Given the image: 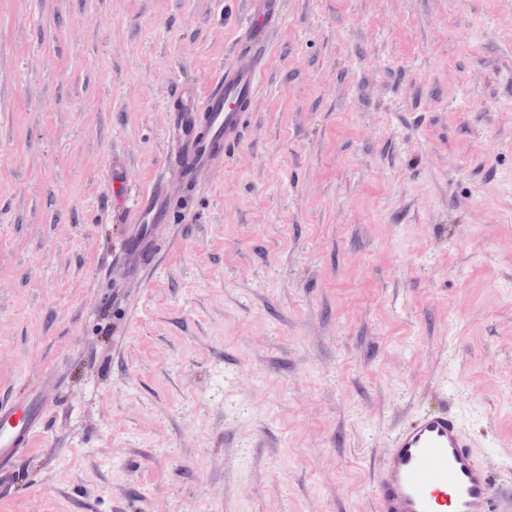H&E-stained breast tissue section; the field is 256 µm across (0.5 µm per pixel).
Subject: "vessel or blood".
Returning a JSON list of instances; mask_svg holds the SVG:
<instances>
[{"mask_svg":"<svg viewBox=\"0 0 512 512\" xmlns=\"http://www.w3.org/2000/svg\"><path fill=\"white\" fill-rule=\"evenodd\" d=\"M282 16L281 0H249L241 46L212 90L202 98L176 99L170 138L180 163L170 177L139 195L121 246L124 275L143 272L161 234L175 223L171 181L202 179L213 158L241 140L266 68L267 43ZM43 422L40 399L21 405L0 400V478ZM372 488L370 512H496L497 502L512 505V489L492 479L459 416L445 407L419 414L393 432L374 468Z\"/></svg>","mask_w":512,"mask_h":512,"instance_id":"b4317fda","label":"vessel or blood"}]
</instances>
